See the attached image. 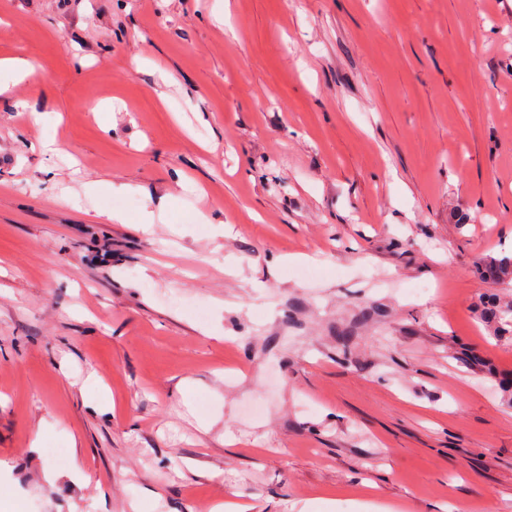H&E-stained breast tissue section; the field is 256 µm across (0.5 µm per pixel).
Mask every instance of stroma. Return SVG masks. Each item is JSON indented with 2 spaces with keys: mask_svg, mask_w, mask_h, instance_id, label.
<instances>
[{
  "mask_svg": "<svg viewBox=\"0 0 512 512\" xmlns=\"http://www.w3.org/2000/svg\"><path fill=\"white\" fill-rule=\"evenodd\" d=\"M14 57L0 497L512 512V0H0ZM478 264L484 268L485 276L496 282L512 281V256L481 259ZM485 316L498 324V332L512 338V305L502 304L496 297L487 298L482 304ZM509 327V328H507Z\"/></svg>",
  "mask_w": 512,
  "mask_h": 512,
  "instance_id": "obj_1",
  "label": "stroma"
}]
</instances>
